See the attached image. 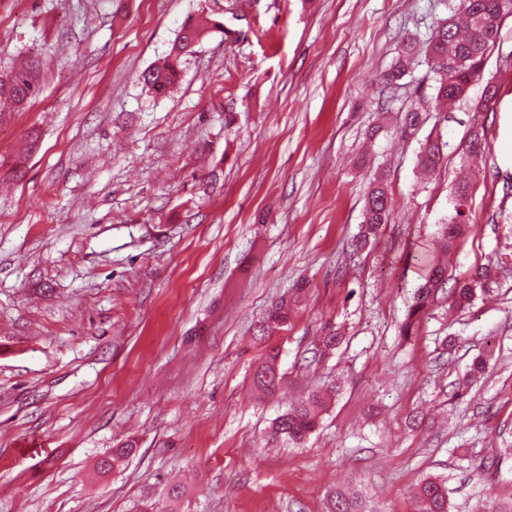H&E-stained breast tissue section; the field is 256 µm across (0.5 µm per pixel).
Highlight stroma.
<instances>
[{"label":"stroma","mask_w":512,"mask_h":512,"mask_svg":"<svg viewBox=\"0 0 512 512\" xmlns=\"http://www.w3.org/2000/svg\"><path fill=\"white\" fill-rule=\"evenodd\" d=\"M457 2L0 0V70L34 58L41 85L0 114V512H143L144 492L178 479L165 512H326L339 487L370 512H416L426 475L451 512H474L492 480L512 482V17L486 53L489 111L471 110L477 84L440 119L420 58L395 95L379 82ZM198 14L212 24L178 85L149 92L139 74ZM476 122L487 143L471 160ZM433 131L447 159L423 180ZM378 177L392 221L356 252ZM462 181L470 222L445 251L437 226ZM423 257L452 279L492 274L470 308L438 295L403 337ZM300 280L270 341L286 384L256 398L254 326ZM328 321L344 342L319 358ZM489 338L485 378L454 398ZM333 381L304 445L269 442L292 401ZM128 438L136 455L98 475Z\"/></svg>","instance_id":"stroma-1"}]
</instances>
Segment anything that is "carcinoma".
<instances>
[{"instance_id": "cac0c4a2", "label": "carcinoma", "mask_w": 512, "mask_h": 512, "mask_svg": "<svg viewBox=\"0 0 512 512\" xmlns=\"http://www.w3.org/2000/svg\"><path fill=\"white\" fill-rule=\"evenodd\" d=\"M512 16V0H461L454 14L436 22L425 45L408 42L397 58L394 66L383 75L386 87L394 86L414 63L415 57L422 54L432 73L433 93L431 99L438 104H455L468 96L473 83L483 77L486 51L495 42L505 18ZM206 32L205 25L189 20L184 23L179 37L173 42L170 51L160 63L144 70L139 81L157 92H164L180 77L181 58L192 52L195 44ZM40 92L39 72L34 62L12 67L0 73V101L9 102L14 109L23 108ZM446 143L440 137L429 135L420 144L418 164L427 171L434 172L445 162ZM464 152L476 157L485 150L484 131L474 126L463 145ZM468 196L467 187H457L454 197V214L450 220L438 225V233L448 244H453L462 234L468 223L467 203L462 198ZM391 201L383 182L374 181L367 195L363 221L354 237L353 246L360 250L370 240L376 238L384 224L389 222ZM423 283L417 288L413 304L401 325V334L410 336L419 317L426 311L430 299L439 289L448 284V271L437 262L425 263ZM482 281L475 277L455 280L452 304L459 309L469 308ZM296 302L286 297L271 304L265 316L256 327V340L268 342L277 331L288 328ZM343 340L336 326L326 324L318 339L316 354L324 357L333 353ZM280 352L271 348L254 366L251 385L261 398H269L282 389L285 374L278 365ZM488 369L487 359L478 356L466 367L457 382L455 395L463 396V391L477 383ZM339 392L335 383L307 391L286 411L277 416L270 431V438L290 444H301L318 426L321 415ZM136 452V443L128 440L112 449L111 453L98 461L97 471L106 475L123 466ZM417 512H450L448 492L445 482L437 477L422 479L417 487ZM327 512H366L365 504L359 497L343 490H334L329 495Z\"/></svg>"}]
</instances>
